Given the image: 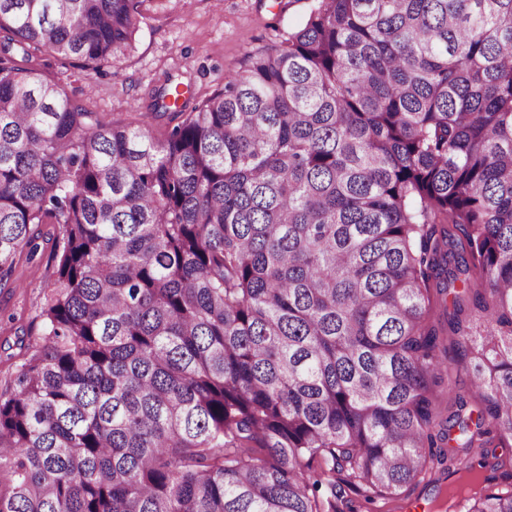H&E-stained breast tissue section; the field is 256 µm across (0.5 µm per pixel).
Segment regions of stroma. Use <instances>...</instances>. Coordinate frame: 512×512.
<instances>
[{"instance_id": "1", "label": "stroma", "mask_w": 512, "mask_h": 512, "mask_svg": "<svg viewBox=\"0 0 512 512\" xmlns=\"http://www.w3.org/2000/svg\"><path fill=\"white\" fill-rule=\"evenodd\" d=\"M313 0H144L143 22L131 46L111 63L94 67L45 55L35 62L43 77L105 121L138 124L157 90L190 85L197 99L223 88L225 76L244 70L248 57L280 43L297 29ZM39 250L21 253L0 276V392L42 342V309L56 268L55 224H36Z\"/></svg>"}]
</instances>
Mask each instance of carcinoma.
Wrapping results in <instances>:
<instances>
[{
  "instance_id": "1",
  "label": "carcinoma",
  "mask_w": 512,
  "mask_h": 512,
  "mask_svg": "<svg viewBox=\"0 0 512 512\" xmlns=\"http://www.w3.org/2000/svg\"><path fill=\"white\" fill-rule=\"evenodd\" d=\"M142 2L0 0V273L62 230L44 344L0 394V512H338L422 483L512 512L511 471L448 465L512 447V0H315L134 126L34 67L111 62ZM454 370L479 406L444 416Z\"/></svg>"
}]
</instances>
